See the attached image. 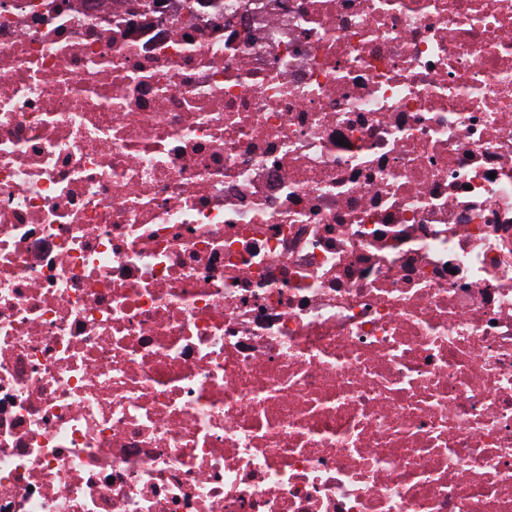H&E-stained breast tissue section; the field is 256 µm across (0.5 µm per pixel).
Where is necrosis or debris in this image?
Wrapping results in <instances>:
<instances>
[{
    "label": "necrosis or debris",
    "instance_id": "obj_1",
    "mask_svg": "<svg viewBox=\"0 0 512 512\" xmlns=\"http://www.w3.org/2000/svg\"><path fill=\"white\" fill-rule=\"evenodd\" d=\"M0 512H512V0H0Z\"/></svg>",
    "mask_w": 512,
    "mask_h": 512
}]
</instances>
